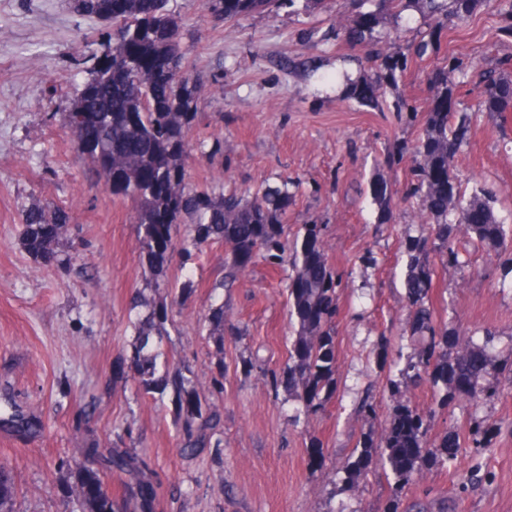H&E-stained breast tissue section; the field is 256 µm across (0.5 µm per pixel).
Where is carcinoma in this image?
<instances>
[{"label": "carcinoma", "mask_w": 512, "mask_h": 512, "mask_svg": "<svg viewBox=\"0 0 512 512\" xmlns=\"http://www.w3.org/2000/svg\"><path fill=\"white\" fill-rule=\"evenodd\" d=\"M315 12L323 0H209L212 13L224 21L253 13L269 12L283 2ZM448 15L464 18L480 3L491 0H446ZM169 0H122L112 16V29L99 33L98 45L109 51L107 61L98 62L92 50L80 60L84 74L79 93L68 112L67 129L76 150L91 164L96 178H106L101 168L112 158V194L134 204L133 223L137 248L150 269L163 271L175 250L176 225L191 217L192 234L180 250L190 258L218 239L230 247L224 263V279L217 288H232L248 264L260 256L269 265L291 264L294 276L288 287V314L298 325L283 371L273 372L270 384L283 389L305 412L316 415L336 394L335 322L338 314L339 278L328 265L320 224L303 226L301 240L288 245L285 219L292 201L288 181L262 191L232 190L215 194L194 189L188 181L186 161L191 154L190 133L195 124L205 83L191 75L189 50L182 43V19L168 8ZM365 25L344 28L346 40L358 45L379 23L377 12L368 11ZM407 56L394 47L385 54V64L351 84V90L394 85L396 71L404 70ZM112 67V82L103 78ZM450 71L440 70L430 83L431 101L425 112V133L411 146L401 143L390 150V161L409 158L411 180L406 197L417 198L435 218L425 233L404 239L407 256L406 300L413 311L408 332L417 348L396 364L398 379H390L383 393L395 402L388 426L376 436L360 437L352 455L327 490L328 499L356 485L371 469L392 477L382 512H408L402 491L413 475L427 467H443L457 457L458 436L431 433L436 410L413 407L402 400L401 386L427 379L437 389V406L448 407L457 397L475 401L500 393L498 383L486 380L490 357L487 345L494 333L485 331L484 345L466 338L449 341L448 328L437 321L429 293L434 285L436 253L443 267L459 262L454 240L460 229L477 244L512 266V240L494 209V198L485 192L465 197L448 167L469 131L467 114L449 125L448 99L453 87ZM479 112L504 116L512 112V71L492 67L480 75L475 87ZM380 217L388 218L392 198L378 186L372 187ZM63 208L35 205L22 217V243L33 260L45 253H58L64 226L70 223ZM140 313L133 323L135 342L129 359L133 378L150 393L163 383L172 390V418L182 451L192 453L208 444L210 432L222 421L220 408L202 400L194 377L178 369L169 374V361L159 362L161 344L167 335L168 307L142 294L131 301ZM224 303L210 305L199 319L215 347V357L224 353ZM0 423L25 436L40 431L39 421L9 401L0 413ZM496 432L493 425L476 420L468 440L477 448ZM84 461L76 467L70 490L81 501L82 512H155L156 490L145 476V461L131 448H102L94 442L82 449ZM117 475L127 492L124 503L112 496L105 479ZM15 478L0 463V512H13Z\"/></svg>", "instance_id": "cac0c4a2"}]
</instances>
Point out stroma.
I'll return each instance as SVG.
<instances>
[{
	"label": "stroma",
	"mask_w": 512,
	"mask_h": 512,
	"mask_svg": "<svg viewBox=\"0 0 512 512\" xmlns=\"http://www.w3.org/2000/svg\"><path fill=\"white\" fill-rule=\"evenodd\" d=\"M181 16L183 42L207 86L190 137L224 143L223 165L200 154L188 161L201 190L254 189L290 176L293 203L288 236L306 224L324 227L328 265L341 277L336 319L338 388L324 411L308 417L267 376L282 369L295 326L288 316L290 266L254 260L231 293L216 290L230 256L223 242L183 262L173 253L161 282L192 281L186 301L169 302L164 349L188 364L203 398L223 408L215 445L182 456L168 394H144L120 371L133 350L135 292L153 297L152 274L136 247L130 200L94 183L87 160L65 133L67 114L83 80L77 65L102 29L70 0H0V404L12 399L39 417V434L25 437L0 425V463L17 484L14 512H81L68 485L72 459L91 438L135 449L156 486V512H380L388 493L382 471H370L333 502L323 490L339 476L361 433H381L392 410L382 388L396 378L398 356L412 353L401 336L411 311L405 301L406 236L429 218L418 200H403L409 162L388 165L395 142L416 141L423 123L401 120L402 104L426 111L427 76L456 59L462 71L454 109L471 112L475 78L497 61H512V25L482 5L465 20L430 16L403 0L399 22L381 17L363 43L349 46L341 29L372 10L371 0H325L320 12L283 8L234 21H216L208 0H170ZM427 51L411 56L378 106L362 104L350 85L377 63L386 43ZM470 131L452 174L463 188L495 196V211L512 226V112L505 118L471 113ZM392 196L380 220L373 183ZM62 207L72 221L58 250L63 265L46 270L22 244V212L31 205ZM462 263L438 268L431 300L439 320L459 332L494 331L493 363L512 357V273L493 253L474 249L467 234L455 244ZM372 252L375 261L361 258ZM223 303L242 338H224V363L197 330L201 314ZM222 376L223 390L211 379ZM475 404L457 398L437 412L432 431L466 435L471 419L497 424L490 447L461 449L454 462L415 476L405 502L424 512H512V382ZM373 392L376 417L357 412ZM324 448L322 468L307 464L311 438Z\"/></svg>",
	"instance_id": "1"
}]
</instances>
